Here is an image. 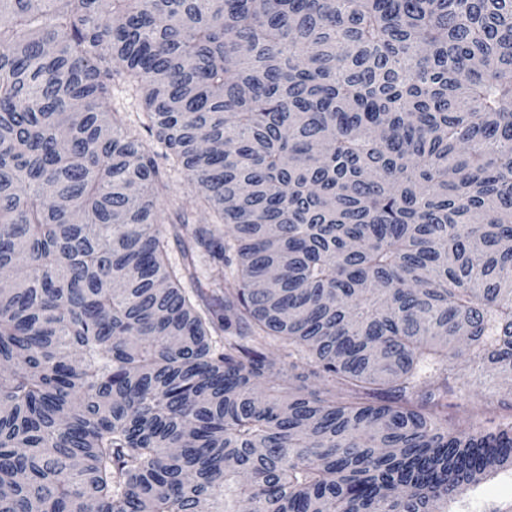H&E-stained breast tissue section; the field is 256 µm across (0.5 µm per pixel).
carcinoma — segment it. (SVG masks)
I'll use <instances>...</instances> for the list:
<instances>
[{
  "mask_svg": "<svg viewBox=\"0 0 512 512\" xmlns=\"http://www.w3.org/2000/svg\"><path fill=\"white\" fill-rule=\"evenodd\" d=\"M1 269L0 512H448L512 470L446 402L459 335L512 378V0H0ZM168 186L165 192V206L169 210L177 206L187 208V215L190 224H202L204 218L199 213L191 210L189 205L190 199L194 196L196 189L194 184L187 181L184 174L181 172H171L166 179Z\"/></svg>",
  "mask_w": 512,
  "mask_h": 512,
  "instance_id": "obj_1",
  "label": "carcinoma"
}]
</instances>
